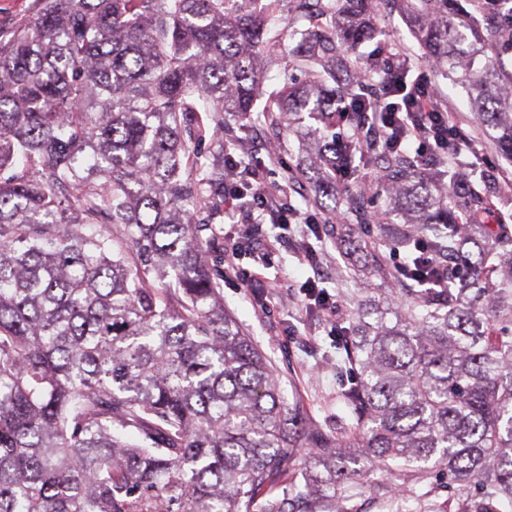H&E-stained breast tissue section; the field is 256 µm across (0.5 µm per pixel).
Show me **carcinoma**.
Returning <instances> with one entry per match:
<instances>
[{"instance_id":"carcinoma-1","label":"carcinoma","mask_w":512,"mask_h":512,"mask_svg":"<svg viewBox=\"0 0 512 512\" xmlns=\"http://www.w3.org/2000/svg\"><path fill=\"white\" fill-rule=\"evenodd\" d=\"M512 158V0H398ZM326 18L325 30L283 11ZM378 0H33L0 18V512H346L336 486L446 471L444 512L512 508V224L495 185L354 135L388 76L353 56ZM316 147L323 185L373 165L395 248L420 232L448 287L394 291L336 337L350 422L308 432L224 311V128ZM208 236H202V232ZM308 447L306 456L301 448ZM302 487L274 495L281 478Z\"/></svg>"}]
</instances>
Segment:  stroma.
Returning <instances> with one entry per match:
<instances>
[{"mask_svg":"<svg viewBox=\"0 0 512 512\" xmlns=\"http://www.w3.org/2000/svg\"><path fill=\"white\" fill-rule=\"evenodd\" d=\"M379 25L381 34L361 45L358 56L366 59L383 50H401L410 56L415 73L429 77L450 115L473 140L482 163L494 164L502 171L503 176L497 183V207L500 216L512 215V162L499 153L476 120L466 91L436 73L424 50L411 36L393 0H387L380 9ZM281 142L282 160L269 163V180L280 179L283 166L299 169L303 189L293 194L294 205L306 209L307 197L319 195L324 209L346 211L352 237L360 243L358 251L344 258L339 256L333 241L323 245L324 251L333 258L326 288L335 297L342 315H349L368 292L379 294L384 288L395 285L391 279L368 277L367 269L375 257L381 255L393 263L398 262L399 257L385 248L374 251L377 237L374 225L359 223L355 213L350 212L342 191L319 192L317 173L309 158L311 148L306 141L285 136ZM224 308L271 359L280 375L285 399L300 405L307 426L332 432L337 418L346 416L348 408L340 396L344 380L336 370V334L331 324L317 313L305 311L296 291L280 293L274 307L267 309L262 299L252 296L239 281L229 278L224 281ZM349 492L353 512H437L438 504L447 496L446 491L433 492L424 485L416 486L405 497L393 489L385 491L367 486H353Z\"/></svg>","mask_w":512,"mask_h":512,"instance_id":"obj_1","label":"stroma"}]
</instances>
